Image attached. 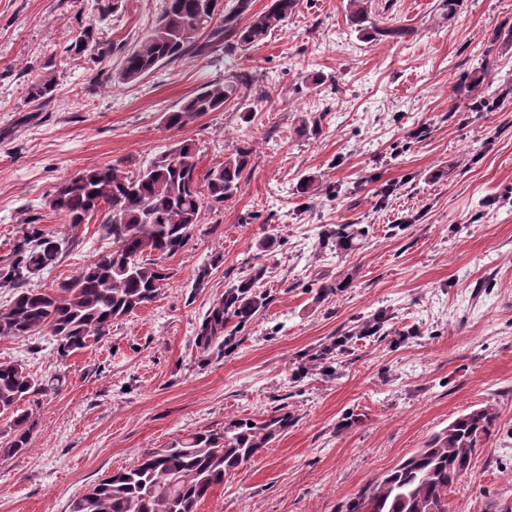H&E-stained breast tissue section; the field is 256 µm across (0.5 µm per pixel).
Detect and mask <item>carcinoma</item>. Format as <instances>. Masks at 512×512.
<instances>
[{
    "label": "carcinoma",
    "instance_id": "1",
    "mask_svg": "<svg viewBox=\"0 0 512 512\" xmlns=\"http://www.w3.org/2000/svg\"><path fill=\"white\" fill-rule=\"evenodd\" d=\"M119 0L99 8L98 23L81 27L65 53L86 57L101 66L93 78L105 74L112 44L103 27ZM301 0H270L265 10L251 14L243 25L238 18L250 0H237L224 10V0H165L151 30L123 55L121 76L134 82L162 65L172 64L190 50L202 52L210 42L248 49L294 15ZM349 21L362 32L373 28L381 36L398 35L370 20L365 0H350ZM244 76L231 73L210 82L165 116L170 129H181L208 112H219L237 99ZM51 65L32 80L34 101L57 93ZM252 148L239 147L203 177L196 175L193 144L182 141L130 171L124 163L84 168L61 181L50 195V208L77 226L92 216L101 218L112 249L101 253L71 279L46 290L27 287L34 276L54 267L66 245L35 224L23 229L6 258L0 260V285L15 289L0 305V338H26L46 332L55 337L61 359L107 336L112 324L153 302L168 273L160 259L181 250L202 223L206 212L224 205L245 184ZM252 280L224 292L200 326L204 346L224 335L234 318L249 322L264 298L250 294ZM65 379L57 373L34 377L23 364L0 362V418L9 420L12 436L0 441V452L16 455L27 449L34 424L22 404L55 391ZM497 418L493 405L461 414L431 436L424 446L386 474L369 494L363 493L347 512H448V497L472 470L482 439ZM288 417L273 416L248 425L238 419L224 428L203 429L175 438L163 448L142 453L130 466L100 480L75 497L68 512H197L199 502L224 477L260 453Z\"/></svg>",
    "mask_w": 512,
    "mask_h": 512
}]
</instances>
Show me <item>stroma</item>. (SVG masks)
Segmentation results:
<instances>
[{
  "label": "stroma",
  "instance_id": "obj_1",
  "mask_svg": "<svg viewBox=\"0 0 512 512\" xmlns=\"http://www.w3.org/2000/svg\"><path fill=\"white\" fill-rule=\"evenodd\" d=\"M102 2L0 0V257L31 221L71 241L30 282L51 289L111 249L99 218L74 226L48 204L83 168L189 139L199 173L243 145L251 171L164 259L157 299L100 342L60 363L50 336L0 338V361L66 372L31 404L29 448L0 453V512H67L146 449L276 412L287 428L198 512H346L484 403L496 426L450 512H512V0H462L451 15L441 0H368L396 38L355 31L349 0H301L248 50L191 51L135 82L121 59L163 0H120L100 86L64 50ZM50 60L57 94L29 101ZM231 69L249 77L237 99L166 127ZM341 228L344 251L327 243ZM250 277L266 306L232 346L202 349L213 304Z\"/></svg>",
  "mask_w": 512,
  "mask_h": 512
}]
</instances>
